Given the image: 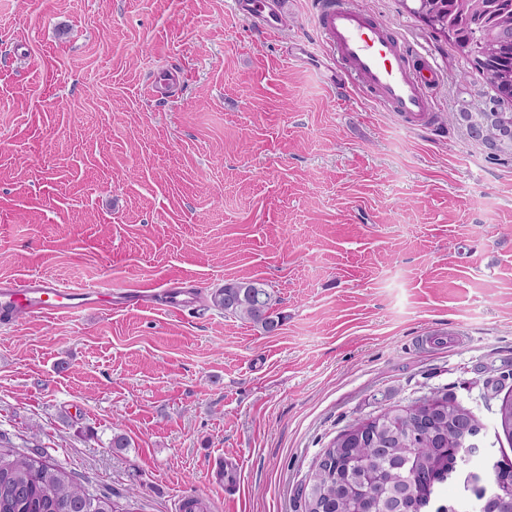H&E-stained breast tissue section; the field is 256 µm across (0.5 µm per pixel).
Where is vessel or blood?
<instances>
[{"instance_id":"b4317fda","label":"vessel or blood","mask_w":512,"mask_h":512,"mask_svg":"<svg viewBox=\"0 0 512 512\" xmlns=\"http://www.w3.org/2000/svg\"><path fill=\"white\" fill-rule=\"evenodd\" d=\"M285 0H231L232 10L248 18L265 34L281 32ZM315 25L322 45L338 56L332 86L357 83L385 111L414 127L434 125L437 107L432 95L441 70L433 61L412 67L416 51L401 35L352 0H316ZM308 40L294 43L291 61L306 67L323 65ZM111 293L99 289L70 288L44 276L0 281V324L12 325L22 316L76 315L94 306L111 305Z\"/></svg>"}]
</instances>
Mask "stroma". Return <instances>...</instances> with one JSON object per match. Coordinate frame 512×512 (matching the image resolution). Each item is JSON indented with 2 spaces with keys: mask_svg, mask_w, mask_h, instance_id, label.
Instances as JSON below:
<instances>
[{
  "mask_svg": "<svg viewBox=\"0 0 512 512\" xmlns=\"http://www.w3.org/2000/svg\"><path fill=\"white\" fill-rule=\"evenodd\" d=\"M356 2L440 64L435 126L289 60L313 0L276 35L228 0H0V279L201 293L0 325L13 444L129 512H298L339 433L424 397L512 458L494 415L512 379L483 398L512 372V158L459 119L491 91L401 0ZM243 279L277 298L276 332L210 307ZM219 455L241 464L221 485Z\"/></svg>",
  "mask_w": 512,
  "mask_h": 512,
  "instance_id": "stroma-1",
  "label": "stroma"
}]
</instances>
